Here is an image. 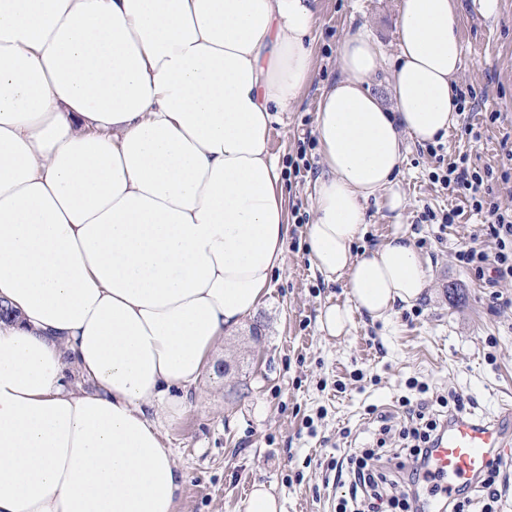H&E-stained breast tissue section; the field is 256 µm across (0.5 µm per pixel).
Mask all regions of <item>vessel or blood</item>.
Returning <instances> with one entry per match:
<instances>
[{
    "label": "vessel or blood",
    "mask_w": 512,
    "mask_h": 512,
    "mask_svg": "<svg viewBox=\"0 0 512 512\" xmlns=\"http://www.w3.org/2000/svg\"><path fill=\"white\" fill-rule=\"evenodd\" d=\"M498 460L512 463V405L502 407L488 423L454 416L432 449V481L441 495L471 492L477 477Z\"/></svg>",
    "instance_id": "vessel-or-blood-1"
}]
</instances>
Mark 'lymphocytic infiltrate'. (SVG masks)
Here are the masks:
<instances>
[{
	"mask_svg": "<svg viewBox=\"0 0 512 512\" xmlns=\"http://www.w3.org/2000/svg\"><path fill=\"white\" fill-rule=\"evenodd\" d=\"M490 168L472 166L468 154L451 160L441 184L464 198L475 212L486 213V234L494 242L493 251L470 246L456 253L458 262L487 275L491 285L512 281V212L502 210L484 182ZM406 417L400 428L382 425L369 447L358 449L347 458L349 479L346 496L339 499L336 512H422L420 490L430 473L431 448L445 422L428 414L425 403L402 399ZM398 438L402 450L388 454L387 442Z\"/></svg>",
	"mask_w": 512,
	"mask_h": 512,
	"instance_id": "f902f5d3",
	"label": "lymphocytic infiltrate"
}]
</instances>
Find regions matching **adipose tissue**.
Returning a JSON list of instances; mask_svg holds the SVG:
<instances>
[{"label": "adipose tissue", "mask_w": 512, "mask_h": 512, "mask_svg": "<svg viewBox=\"0 0 512 512\" xmlns=\"http://www.w3.org/2000/svg\"><path fill=\"white\" fill-rule=\"evenodd\" d=\"M319 0H0V512H176L162 423L285 264L275 124L310 85ZM456 0L366 27L314 129L310 261L343 282L318 327L413 305L430 270L396 229L354 254L370 200L403 204L408 142L457 121ZM391 68V107L370 90ZM83 389H69L66 369Z\"/></svg>", "instance_id": "ef3b65f1"}]
</instances>
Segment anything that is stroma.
Returning <instances> with one entry per match:
<instances>
[{"label":"stroma","instance_id":"obj_1","mask_svg":"<svg viewBox=\"0 0 512 512\" xmlns=\"http://www.w3.org/2000/svg\"><path fill=\"white\" fill-rule=\"evenodd\" d=\"M497 14L460 0L463 64L457 83L472 84L473 111L462 112L443 139V156L470 153L493 169L488 185L512 206V160L502 149L512 136V0ZM400 0H321L314 41L316 74L283 124L270 134L288 194L286 265L258 310L219 345L187 398L182 415L164 424L165 443L185 481L177 512H244L254 486L264 484L283 512H335L345 489L334 465L370 446L383 419L399 422L401 397L422 396L409 380L428 384L425 397L461 395L474 417H490L512 402V286L490 288L455 253L478 237L486 217L435 182L436 156L408 142L399 177L400 210L386 199L369 202L365 232L355 251L385 242L396 227L411 234L431 271V285L413 306L396 305L381 320L353 314L347 335L319 331L320 309L346 303L341 283L313 269L306 226L322 172L314 118L323 89L342 75L336 46L366 26L388 59L397 53ZM500 111L497 121L489 112ZM480 127L481 140L467 134ZM456 209V223L420 222L427 210Z\"/></svg>","mask_w":512,"mask_h":512}]
</instances>
